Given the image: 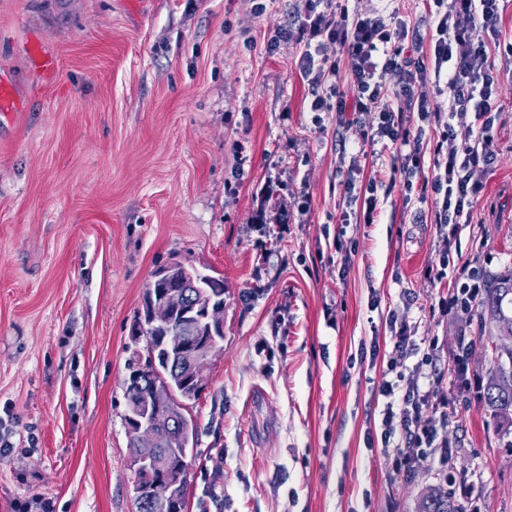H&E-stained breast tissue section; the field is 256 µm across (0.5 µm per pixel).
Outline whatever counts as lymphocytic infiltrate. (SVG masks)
Segmentation results:
<instances>
[{"label":"lymphocytic infiltrate","instance_id":"f902f5d3","mask_svg":"<svg viewBox=\"0 0 512 512\" xmlns=\"http://www.w3.org/2000/svg\"><path fill=\"white\" fill-rule=\"evenodd\" d=\"M431 15L429 57L420 61L406 56L404 43L410 29L401 20L386 22L381 16L319 14L313 31L326 35L346 54L353 81L348 92L330 88L315 95L311 109L335 111L342 128L361 139L390 144L403 152L406 163L420 167L424 156L420 135L405 119L417 113L421 123L435 129L433 176L420 188V199H432L438 226L447 227L455 239V226L471 223L480 191L479 173L493 158V127L498 85L489 63L491 52L512 54V42L485 40L497 29L498 0H428ZM398 86L397 104L383 102L387 81ZM435 93H428V86ZM448 99L447 109L435 107L432 95ZM465 125L467 142L448 146L455 126ZM392 350L386 363L381 394V442L394 453L396 467L407 468L432 461L447 464L455 454L450 447L448 399H432L421 390L406 362L414 356L433 359L431 349L421 348L406 324L392 330Z\"/></svg>","mask_w":512,"mask_h":512}]
</instances>
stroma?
<instances>
[{"mask_svg": "<svg viewBox=\"0 0 512 512\" xmlns=\"http://www.w3.org/2000/svg\"><path fill=\"white\" fill-rule=\"evenodd\" d=\"M396 11L429 39L426 0ZM323 0H0V512H136L126 413L130 328L153 272L224 281V343L185 414L198 426L186 512H415L464 473L478 512H512V448L470 366L467 314L425 272L430 204L377 191L359 221L347 181L388 182L395 148L310 108L299 29ZM52 54L54 74L35 70ZM495 160L460 225L454 274L512 268V55ZM354 241L350 257L337 234ZM433 343L421 385L453 394L448 467L396 470L378 403L390 317Z\"/></svg>", "mask_w": 512, "mask_h": 512, "instance_id": "obj_1", "label": "stroma"}]
</instances>
